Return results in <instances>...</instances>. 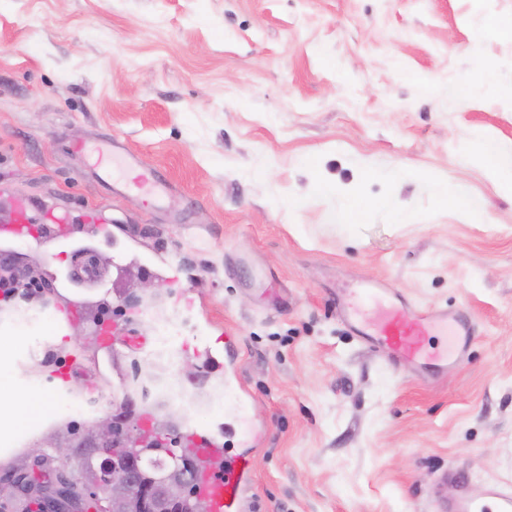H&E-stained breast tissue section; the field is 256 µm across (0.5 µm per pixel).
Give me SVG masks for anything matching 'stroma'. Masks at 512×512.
<instances>
[{"instance_id":"35a3bbf8","label":"stroma","mask_w":512,"mask_h":512,"mask_svg":"<svg viewBox=\"0 0 512 512\" xmlns=\"http://www.w3.org/2000/svg\"><path fill=\"white\" fill-rule=\"evenodd\" d=\"M486 7L512 20V0H0V223L23 194L112 229L13 245L40 291L0 301V378L16 410L50 407L0 434V476L46 448L65 402L129 392L154 410L167 381L181 430L239 413L261 432L243 512H430L434 492L512 491V37L474 40ZM481 64L494 91L460 94ZM477 133L498 171L458 164ZM104 137L165 176L161 203L125 187V168L99 180ZM438 182L485 214L438 207ZM357 196L411 219L378 204L337 223ZM78 249L105 274L123 255L115 292L65 280ZM146 260L183 273L144 276ZM370 280L465 312L464 360L435 380L351 336L337 310ZM75 295L114 313L110 350L79 322L57 334ZM223 336L236 387L189 384L185 365Z\"/></svg>"}]
</instances>
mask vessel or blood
I'll return each mask as SVG.
<instances>
[{
  "label": "vessel or blood",
  "instance_id": "b4317fda",
  "mask_svg": "<svg viewBox=\"0 0 512 512\" xmlns=\"http://www.w3.org/2000/svg\"><path fill=\"white\" fill-rule=\"evenodd\" d=\"M126 158L118 143L105 141L97 149L96 168L100 176H108L113 165L125 164ZM12 217L0 225V241L28 238L48 239L71 222L70 212L47 202H35L26 196L14 197ZM68 280H91L102 287H112V280L96 275L93 265L82 251H75L66 272ZM380 288L367 284L361 291L362 304L342 311L341 317L365 342L382 348L393 363L416 364L434 371L447 370L450 361L469 345L473 327L469 319L457 311L412 307L400 298L381 303ZM207 465L201 474L198 490L210 503L212 512H239L242 488L250 476L252 456L238 454L220 459L214 453L212 440L206 433L189 435ZM496 504V512H512V493L490 485L483 499L461 494L453 502L437 501L438 512H485L484 499Z\"/></svg>",
  "mask_w": 512,
  "mask_h": 512
}]
</instances>
